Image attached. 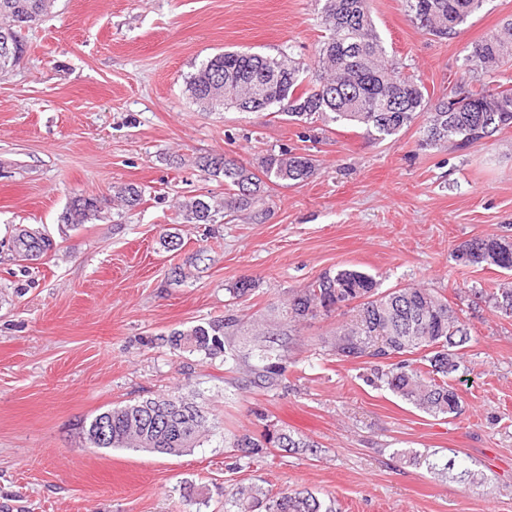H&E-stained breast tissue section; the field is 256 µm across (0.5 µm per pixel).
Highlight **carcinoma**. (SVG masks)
Returning a JSON list of instances; mask_svg holds the SVG:
<instances>
[{"mask_svg":"<svg viewBox=\"0 0 512 512\" xmlns=\"http://www.w3.org/2000/svg\"><path fill=\"white\" fill-rule=\"evenodd\" d=\"M485 0H405L408 15L417 27L439 38H452L458 27L479 11ZM55 0H0V75L20 64L26 51L22 30L38 25ZM322 13L328 36L318 47L310 75L293 57H268L249 49L219 53L203 63L186 82V92L201 107L220 106L240 112L276 109V113L304 123L345 122L364 129L367 136L384 140L410 127L417 119L419 146L437 148L448 143L465 148L512 128V96L482 84L475 88L463 80L431 102L426 87L404 72V66L388 58L370 14L369 0H323ZM9 51L10 62L3 52ZM512 58V22L487 39L471 45L467 62L477 67L502 64ZM203 172L223 177L224 199L191 197L178 209L188 224H214L217 216L257 209L265 205L271 185H296L313 176L315 166L306 154L288 150L265 156L256 171L223 154H207L195 160ZM145 189L134 183L117 188L110 198L76 197L61 213L68 227L89 224L107 209L131 211L138 207ZM505 241L486 236L458 247L468 263L512 268V251ZM54 248L40 231L18 229L8 250L23 261L33 251ZM349 300L347 320L336 328L334 347L341 360L398 359L389 370L376 369V379L416 409L435 418L455 417L462 400L448 378L463 363L461 347L469 340L467 322L448 298L429 288L407 286L381 291L375 278L356 269H338L322 274L309 287L288 295L286 314L295 321L319 312L337 311L336 301ZM494 308L512 317V286L491 295ZM233 316L217 317L203 325L171 332L164 342L179 353L220 358L238 363L232 348ZM252 353L262 363L260 387L281 384L285 354L273 345L256 343ZM420 355L419 362L410 356ZM107 419L112 441L108 448L180 456L200 446L214 427L209 413L195 396L180 391L133 400L107 409L76 424L78 438L91 445L88 432L93 423ZM312 444L289 429H268L260 435L235 434L229 448L236 455L254 460L273 448L292 451ZM430 471L447 475L455 468L481 484L477 474L456 457L440 464L427 461ZM224 512H336L335 502L308 490L273 495L258 483L240 484L224 490Z\"/></svg>","mask_w":512,"mask_h":512,"instance_id":"carcinoma-1","label":"carcinoma"}]
</instances>
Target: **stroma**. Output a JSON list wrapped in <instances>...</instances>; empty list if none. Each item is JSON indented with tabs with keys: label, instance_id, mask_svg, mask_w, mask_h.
<instances>
[{
	"label": "stroma",
	"instance_id": "obj_1",
	"mask_svg": "<svg viewBox=\"0 0 512 512\" xmlns=\"http://www.w3.org/2000/svg\"><path fill=\"white\" fill-rule=\"evenodd\" d=\"M371 10L389 55L438 98L460 81L472 43L512 18V0H485L451 39L418 29L404 0ZM326 34L319 0H55L24 30V59L0 76V240L27 228L57 246L32 263L0 247V512H224L225 487L250 482L308 489L338 512H512V317L487 298L512 271L455 256L476 237L512 240V128L423 150L415 125L380 141L267 110L208 112L186 91L227 50L313 65ZM283 147L312 156L309 180L272 186L261 213L182 222L178 201L224 196L223 178L195 157L255 168ZM126 183L145 189L134 210L59 224L72 198ZM168 233L179 249L163 247ZM178 266L191 270L181 283ZM339 267L470 309L465 366L449 380L460 415L437 420L405 403L374 381V360H339L338 313L287 320L289 293ZM246 276L253 294L233 300L229 287ZM227 315L247 356L237 369L162 341ZM256 323L286 350L284 386L252 383ZM179 387L217 424L187 455L85 448L73 434L77 420ZM269 425L316 452L251 462L227 452L225 436ZM397 451L458 456L485 483L438 479L396 462Z\"/></svg>",
	"mask_w": 512,
	"mask_h": 512
}]
</instances>
